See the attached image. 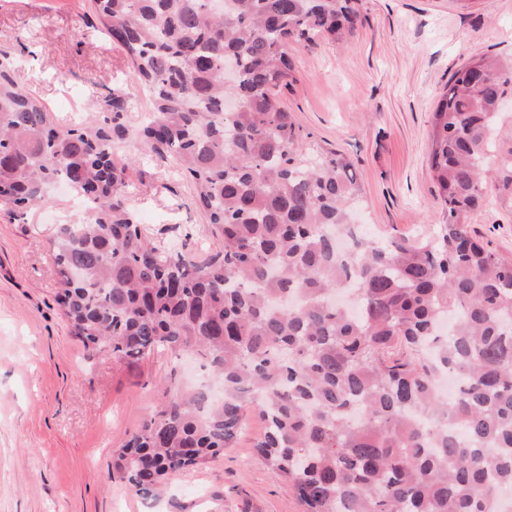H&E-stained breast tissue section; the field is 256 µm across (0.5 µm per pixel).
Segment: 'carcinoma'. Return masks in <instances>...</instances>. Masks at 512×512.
Wrapping results in <instances>:
<instances>
[{"label":"carcinoma","instance_id":"carcinoma-1","mask_svg":"<svg viewBox=\"0 0 512 512\" xmlns=\"http://www.w3.org/2000/svg\"><path fill=\"white\" fill-rule=\"evenodd\" d=\"M150 102L131 121L118 89L101 116L62 128L0 63V211L49 202L63 183L90 205L50 244L56 301L84 346L112 357L202 358L224 399L169 397L113 455L144 499L234 447L247 411L255 448L302 512H512V260L468 215L512 196V143L492 139L512 68L456 70L433 112L430 160L443 218L426 239L358 233L351 161L298 125L277 89L289 49L349 42L358 0H93ZM233 61L236 81L224 82ZM172 158L219 250L205 261L150 235L125 203L119 148ZM457 381L447 400L440 370Z\"/></svg>","mask_w":512,"mask_h":512}]
</instances>
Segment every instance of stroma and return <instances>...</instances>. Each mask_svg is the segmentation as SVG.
<instances>
[{
  "label": "stroma",
  "instance_id": "stroma-1",
  "mask_svg": "<svg viewBox=\"0 0 512 512\" xmlns=\"http://www.w3.org/2000/svg\"><path fill=\"white\" fill-rule=\"evenodd\" d=\"M351 45L325 39L291 51L279 97L304 131L352 162L364 228L428 236L442 203L429 133L455 70L481 58L512 66V0H360ZM66 126L120 89L133 120L150 104L119 49L93 25L91 0H0V60ZM126 202L171 249L205 260L217 249L189 181L136 142ZM88 216L67 191L20 220L0 214V512H300L291 485L256 456L263 422L248 413L234 447L171 478L145 501L110 477L112 456L165 398L171 369L156 352L131 363L85 350L55 300L50 236ZM483 243L512 258V197L489 194L468 218Z\"/></svg>",
  "mask_w": 512,
  "mask_h": 512
}]
</instances>
